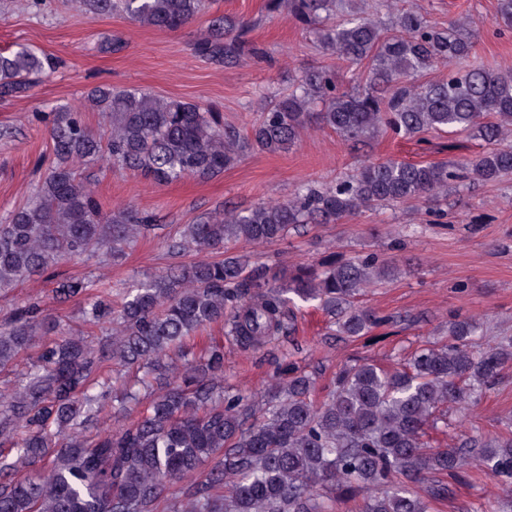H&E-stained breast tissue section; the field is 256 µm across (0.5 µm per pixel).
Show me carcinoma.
<instances>
[{"label":"carcinoma","mask_w":512,"mask_h":512,"mask_svg":"<svg viewBox=\"0 0 512 512\" xmlns=\"http://www.w3.org/2000/svg\"><path fill=\"white\" fill-rule=\"evenodd\" d=\"M92 16L122 12L130 21L178 31L202 0H80ZM317 34L341 58L368 61L363 87L343 89L336 74L310 69L286 95L272 100L246 136L224 127L221 113L142 89L99 86L87 95L107 131L96 133L78 109L53 114L50 150L56 164L36 199L0 224V292L65 258L101 248L119 257L150 227L151 216L127 207L104 210L77 180L74 165L105 159L157 184L188 176L211 179L250 150L287 151L314 122L351 146L376 133L410 136L471 131L488 144L464 165L366 161L324 191L250 208L225 210L184 228L169 252H216L229 240L253 244L285 238L300 224H335L373 206L410 199L440 203L448 184L491 182L512 174V147L497 142L512 130V71L467 63L472 42L456 28L428 24L417 12L385 34L372 16L348 11L329 26L336 0H268ZM244 31L216 17L198 54L238 61ZM461 66L448 77H420L444 60ZM62 65L57 57L17 45L0 52V95L23 93L32 79ZM400 273L371 253L288 267L272 262L255 273L250 257L182 263L130 289L119 309L93 296L99 282L58 283L60 303L83 300L92 324L119 331L97 350L78 336L56 332L36 303L16 308L0 324V371L41 343L38 360L0 398V512H155L170 487L185 482L170 512H330L338 498H360L357 512H429L427 499L445 500L455 477L474 460L481 471L512 484V419L496 436L463 434L457 446L433 448L428 431L448 427V412L478 404L500 372L512 366V338L483 344V325L448 321V339L415 350L398 368L342 365L332 388L312 398L317 371L278 368L255 403L224 388V344L177 366L172 354L198 330L220 323L236 343L259 348L271 336H291L288 304L317 303L336 335L358 338L390 321L355 304L357 293ZM143 370L138 383L112 395L102 379L103 357ZM49 463L44 472L34 469Z\"/></svg>","instance_id":"carcinoma-1"}]
</instances>
